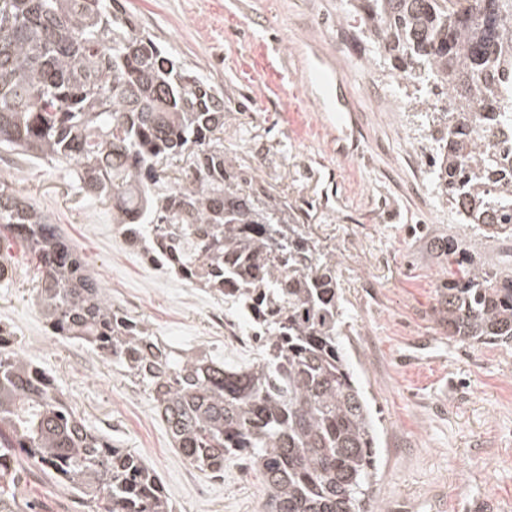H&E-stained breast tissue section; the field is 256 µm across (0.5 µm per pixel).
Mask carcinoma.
Listing matches in <instances>:
<instances>
[{"label": "carcinoma", "mask_w": 512, "mask_h": 512, "mask_svg": "<svg viewBox=\"0 0 512 512\" xmlns=\"http://www.w3.org/2000/svg\"><path fill=\"white\" fill-rule=\"evenodd\" d=\"M391 73L439 126L431 182L458 222L512 237V0H352ZM0 150L75 165L89 196L160 267L234 306L259 341L243 366L180 350L113 307L56 226L0 181V238L38 262L52 332L118 362L183 456L246 460L265 512L368 507L377 424L343 342L336 254L224 155V92L140 29L124 0H0ZM438 291L448 339L512 343V275L463 265ZM234 281L236 288L224 284ZM0 328V512L37 468L90 512H173L146 464L90 430Z\"/></svg>", "instance_id": "obj_1"}]
</instances>
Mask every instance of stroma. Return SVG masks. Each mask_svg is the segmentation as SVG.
Listing matches in <instances>:
<instances>
[{
    "instance_id": "stroma-1",
    "label": "stroma",
    "mask_w": 512,
    "mask_h": 512,
    "mask_svg": "<svg viewBox=\"0 0 512 512\" xmlns=\"http://www.w3.org/2000/svg\"><path fill=\"white\" fill-rule=\"evenodd\" d=\"M140 25L224 91V151L336 253L345 341L379 429L374 497L382 512H512V347L449 340L437 294L449 239L462 259L512 271V237L458 224L431 184L428 118L396 112L413 83L392 80L345 0H126ZM344 96L355 122H337ZM31 199L75 248L114 306L182 349L231 365L257 356L221 298L148 264L72 167L0 152V179ZM0 286V325L54 377L85 423L144 459L173 512H262L259 475L230 460L223 477L176 450L147 393L112 359L54 335L21 245ZM21 512H86L41 471L24 469Z\"/></svg>"
}]
</instances>
